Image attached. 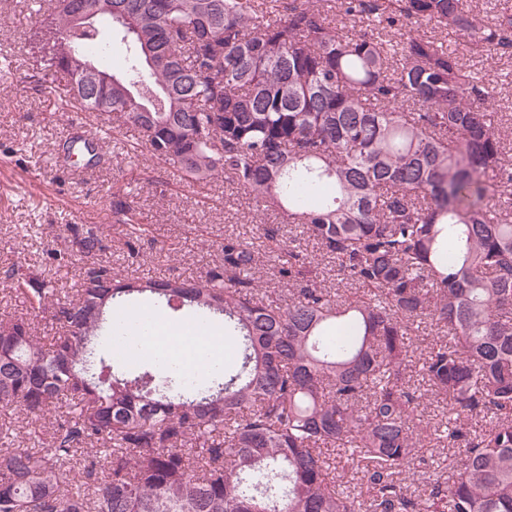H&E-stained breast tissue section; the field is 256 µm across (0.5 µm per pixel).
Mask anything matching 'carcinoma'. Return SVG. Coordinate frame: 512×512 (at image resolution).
<instances>
[{
    "label": "carcinoma",
    "mask_w": 512,
    "mask_h": 512,
    "mask_svg": "<svg viewBox=\"0 0 512 512\" xmlns=\"http://www.w3.org/2000/svg\"><path fill=\"white\" fill-rule=\"evenodd\" d=\"M79 57L124 43L112 88L49 57L60 108L111 115L146 151L202 186L222 175L319 246L347 296L326 287L301 239L256 231L279 260L284 304L259 299V252L229 235L188 278H128L100 260L97 224H67L53 259L85 261L74 296L15 269L27 314L0 319V407L37 446L0 445V512H512V135L494 80L424 31L450 30L512 58V6L491 20L467 0H29ZM374 25L342 32L334 13ZM124 245L152 232L112 192ZM224 322L235 360L203 386L149 356L129 369L101 333L132 336L158 307ZM53 309L56 332L30 315ZM443 340L420 375L447 420L419 429L409 352L424 321ZM475 417L483 428L472 429ZM461 448L423 497L422 437ZM83 452L74 485L70 461ZM346 458L360 487L336 478Z\"/></svg>",
    "instance_id": "1"
}]
</instances>
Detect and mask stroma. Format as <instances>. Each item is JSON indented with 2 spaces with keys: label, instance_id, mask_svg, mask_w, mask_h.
<instances>
[{
  "label": "stroma",
  "instance_id": "1",
  "mask_svg": "<svg viewBox=\"0 0 512 512\" xmlns=\"http://www.w3.org/2000/svg\"><path fill=\"white\" fill-rule=\"evenodd\" d=\"M37 25L23 0H0V317L26 312L3 277L7 269L20 266L57 287L73 288L80 261L60 265L47 255L55 234L68 224L103 225L111 239L106 260L131 277L200 275L216 258L211 242L228 234L264 248V240L254 234L257 222L280 225L287 237L299 235L300 226L283 223L280 212L258 208L224 180L200 188L149 155L130 159L125 144L136 136L132 127L116 132L104 117L59 109L61 86L45 87L34 65ZM441 39L470 69L496 76V108L512 120V59L481 56L451 32ZM77 130L102 135L104 141L95 166L73 179L66 173L72 160L62 144ZM123 183L154 228L153 236L138 242L134 265L112 212V188Z\"/></svg>",
  "mask_w": 512,
  "mask_h": 512
}]
</instances>
